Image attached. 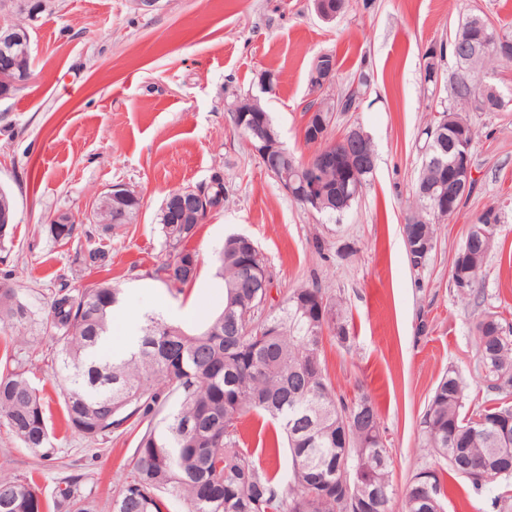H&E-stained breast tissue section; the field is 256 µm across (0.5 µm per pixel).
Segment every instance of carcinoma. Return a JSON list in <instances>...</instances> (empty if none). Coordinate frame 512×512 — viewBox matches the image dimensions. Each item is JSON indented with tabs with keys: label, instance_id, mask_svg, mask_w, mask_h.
<instances>
[{
	"label": "carcinoma",
	"instance_id": "obj_1",
	"mask_svg": "<svg viewBox=\"0 0 512 512\" xmlns=\"http://www.w3.org/2000/svg\"><path fill=\"white\" fill-rule=\"evenodd\" d=\"M489 46L470 56L465 78L451 75L453 105L437 110L424 128L425 156L414 195L418 209L403 233L436 242L435 224L454 215L443 212L423 191L448 186V175L433 162L455 140L468 142L474 130L464 113L482 94L489 60L512 63V36L495 26L473 30ZM236 124L274 135L269 112H253V95L237 94L229 103ZM336 99L324 93L304 113L319 112L314 122L332 127ZM158 224L167 253L155 273L167 286L182 290L197 277L186 243L195 236L194 213L184 211L179 190L165 197ZM141 207L133 189L108 208L96 204L93 222L106 231L129 224ZM485 213L470 226L456 256L451 278L458 299L478 304L479 283L493 247V228ZM241 236L224 240L216 276L224 282V309L190 329L160 316L143 317L136 349L122 359L102 357L100 342L109 319L121 305L122 290L110 282L82 288L60 285L52 292L48 316L51 363L61 373L64 420L72 434L96 443L127 426L137 430L131 477L115 484L111 512H390L394 495L391 458L376 407L367 396L346 405L337 400L322 359L329 334L348 340L346 321L336 302L318 285H303L276 310L265 312L261 280L270 276L258 249L250 253L252 273L241 269ZM36 324L19 299L10 274L0 276V332L9 334L0 357V425L19 446L43 460L60 449L40 391L27 376V360L18 352L39 336L25 331ZM478 375L492 405L466 408L465 386L450 368L439 380L421 421L422 447L448 463V469L477 490L512 477L504 462L512 459V439L495 428L512 422V323L494 313L476 326ZM268 416L276 437L285 441L288 470L257 467L252 452L240 446L237 420L247 411ZM485 420V426L477 420ZM440 473L425 468L403 492L404 512H444ZM0 512H97L87 475L65 476L51 497L32 475L0 472Z\"/></svg>",
	"mask_w": 512,
	"mask_h": 512
}]
</instances>
